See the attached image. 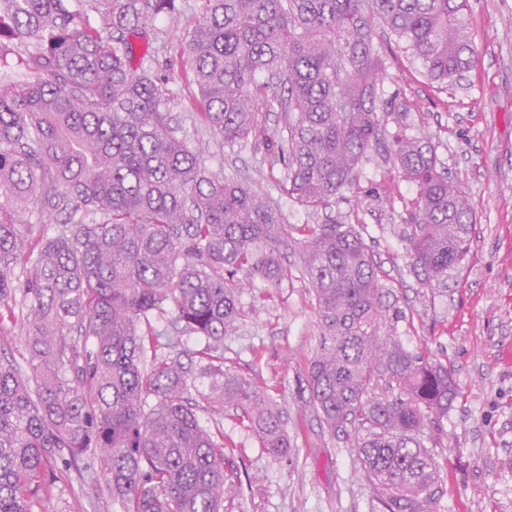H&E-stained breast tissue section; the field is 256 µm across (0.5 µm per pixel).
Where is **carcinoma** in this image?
Returning <instances> with one entry per match:
<instances>
[{"instance_id": "cac0c4a2", "label": "carcinoma", "mask_w": 512, "mask_h": 512, "mask_svg": "<svg viewBox=\"0 0 512 512\" xmlns=\"http://www.w3.org/2000/svg\"><path fill=\"white\" fill-rule=\"evenodd\" d=\"M367 3L431 79L471 67L468 0H204L182 42L194 126L219 148L265 145L260 166L311 214L358 185L383 140L392 103ZM180 13L178 0H0V65L24 69L0 73V300L23 264L28 352L26 370L0 357V512H32L53 467L98 455L123 512H224L239 492L224 476V407L243 410L269 455L289 448L266 384L224 367V337L245 317L244 288L297 272L320 327L310 404L346 432L385 512H431L446 466L425 430L456 398L448 366L389 334L365 225L286 224L277 199L207 167L181 135L147 60L153 21ZM261 107L281 112L275 141ZM388 152L417 193L410 268L439 288L466 259L475 211L428 139ZM37 203L66 218L35 244ZM166 301L173 328L158 329ZM185 336L204 339L208 426Z\"/></svg>"}]
</instances>
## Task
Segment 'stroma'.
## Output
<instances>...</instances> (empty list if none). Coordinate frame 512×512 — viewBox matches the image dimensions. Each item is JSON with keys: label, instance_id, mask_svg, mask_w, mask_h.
<instances>
[{"label": "stroma", "instance_id": "obj_1", "mask_svg": "<svg viewBox=\"0 0 512 512\" xmlns=\"http://www.w3.org/2000/svg\"><path fill=\"white\" fill-rule=\"evenodd\" d=\"M180 2L178 19L162 16L154 26L161 45L156 68L174 97L173 114L190 145L203 146L208 167L248 176L258 192L278 195L276 179L256 172L253 146L222 152L194 130L197 101L180 44L202 0ZM466 21L477 52L463 79L448 86L429 80L384 24L373 23L374 45L387 56L384 94L396 105L384 115L389 135L430 137L439 165L475 210L462 267L451 272L447 287L417 284L401 239L416 189L384 152L363 162L358 186L333 200L329 212L366 225L365 241L386 287L391 334L452 370L458 396L441 429L426 434L440 442L437 455L448 462L440 512H512V0H469ZM242 301L248 315L225 338L224 355L233 372L259 375L270 387L291 452L270 456L240 414L225 411L224 437L235 447L224 472L242 485L228 512H382L346 434L300 409L310 396L308 368L320 336L307 281L296 276L277 288L258 282ZM36 512L123 509L98 461L60 471Z\"/></svg>", "mask_w": 512, "mask_h": 512}]
</instances>
